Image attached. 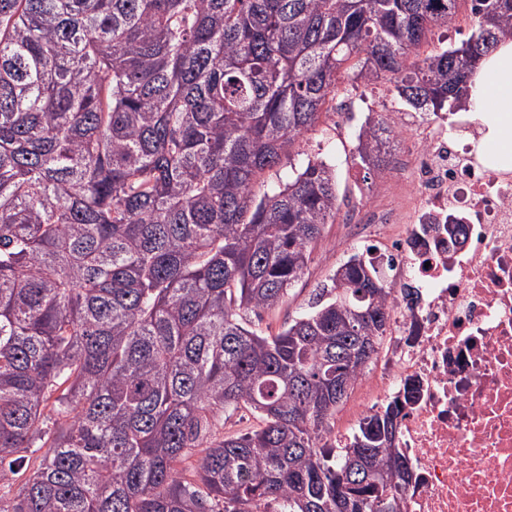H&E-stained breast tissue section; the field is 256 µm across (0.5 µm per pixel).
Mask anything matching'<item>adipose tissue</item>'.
<instances>
[{"mask_svg":"<svg viewBox=\"0 0 512 512\" xmlns=\"http://www.w3.org/2000/svg\"><path fill=\"white\" fill-rule=\"evenodd\" d=\"M469 103L478 114L472 146L493 170L512 168V39H504L476 66Z\"/></svg>","mask_w":512,"mask_h":512,"instance_id":"adipose-tissue-1","label":"adipose tissue"}]
</instances>
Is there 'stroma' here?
I'll return each mask as SVG.
<instances>
[{"label": "stroma", "instance_id": "1", "mask_svg": "<svg viewBox=\"0 0 512 512\" xmlns=\"http://www.w3.org/2000/svg\"><path fill=\"white\" fill-rule=\"evenodd\" d=\"M406 106L395 92L393 82L349 84L339 81L335 110L324 113L318 123L296 142L290 157L267 171V186L288 183L313 159H321L336 170L338 210L334 221L324 226L320 240L314 245L302 278L289 288L278 307L252 318L253 330L273 334L308 309L314 289L327 284L336 267L351 254L361 251L369 227L348 222L352 210H381L396 216L389 225L390 233L402 232L401 222L411 211L414 190L407 179H392L366 169L357 151V135L368 117L382 115L390 126L402 121ZM377 364H369L349 391L330 421L332 436L338 437L357 429L375 403Z\"/></svg>", "mask_w": 512, "mask_h": 512}]
</instances>
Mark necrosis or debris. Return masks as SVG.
<instances>
[{
  "instance_id": "4bbe7bcc",
  "label": "necrosis or debris",
  "mask_w": 512,
  "mask_h": 512,
  "mask_svg": "<svg viewBox=\"0 0 512 512\" xmlns=\"http://www.w3.org/2000/svg\"><path fill=\"white\" fill-rule=\"evenodd\" d=\"M398 135L414 206L366 255L392 270L382 395L420 385L395 436L416 474L404 512H512V170L449 149L444 125L419 112ZM452 213L464 244L448 235Z\"/></svg>"
}]
</instances>
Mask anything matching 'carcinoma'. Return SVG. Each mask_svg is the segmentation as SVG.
I'll use <instances>...</instances> for the list:
<instances>
[{"mask_svg":"<svg viewBox=\"0 0 512 512\" xmlns=\"http://www.w3.org/2000/svg\"><path fill=\"white\" fill-rule=\"evenodd\" d=\"M460 2L0 0V482L44 450L0 512H402L414 384L328 438L390 288L350 259L282 331L250 328L338 210L318 159L256 187L343 75L465 107L512 0H470L474 33L418 59ZM395 144L380 115L358 134L370 170ZM241 406L264 425L224 434Z\"/></svg>","mask_w":512,"mask_h":512,"instance_id":"obj_1","label":"carcinoma"}]
</instances>
